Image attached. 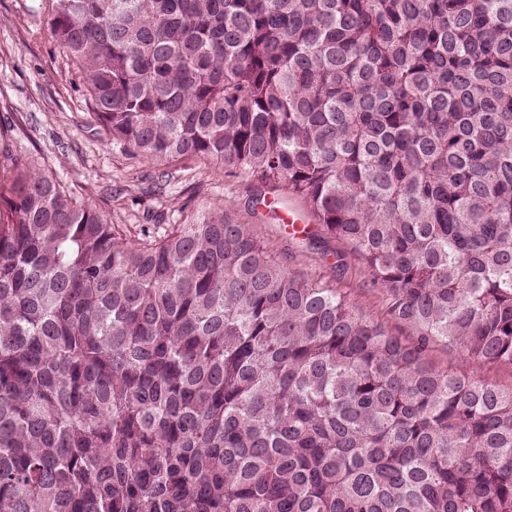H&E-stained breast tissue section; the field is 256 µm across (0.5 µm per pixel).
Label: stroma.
Returning <instances> with one entry per match:
<instances>
[{
  "instance_id": "1",
  "label": "stroma",
  "mask_w": 512,
  "mask_h": 512,
  "mask_svg": "<svg viewBox=\"0 0 512 512\" xmlns=\"http://www.w3.org/2000/svg\"><path fill=\"white\" fill-rule=\"evenodd\" d=\"M49 0H0V169L13 159L30 160L130 231L164 213L175 221L186 206L223 205L240 224L257 225L284 269L320 276L348 295L364 315L384 321L394 335L415 330L390 319L381 296L342 242L314 247L292 228L316 231L306 203L285 184L225 173L199 162L167 165L158 180L154 165L130 158L89 116L88 93L70 58L48 31ZM265 202L253 206L256 195ZM428 363L439 370L477 371L488 381L512 384V368L472 367L463 354L430 348Z\"/></svg>"
}]
</instances>
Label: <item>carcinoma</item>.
Masks as SVG:
<instances>
[{
    "label": "carcinoma",
    "mask_w": 512,
    "mask_h": 512,
    "mask_svg": "<svg viewBox=\"0 0 512 512\" xmlns=\"http://www.w3.org/2000/svg\"><path fill=\"white\" fill-rule=\"evenodd\" d=\"M103 132L279 181L415 326L220 204L0 198V512H512V0H53ZM428 363L438 370L457 372H475L481 378L499 385L512 384V369L507 366L488 364L475 368L469 364L459 350L448 349L444 346H433L428 351Z\"/></svg>",
    "instance_id": "obj_1"
}]
</instances>
